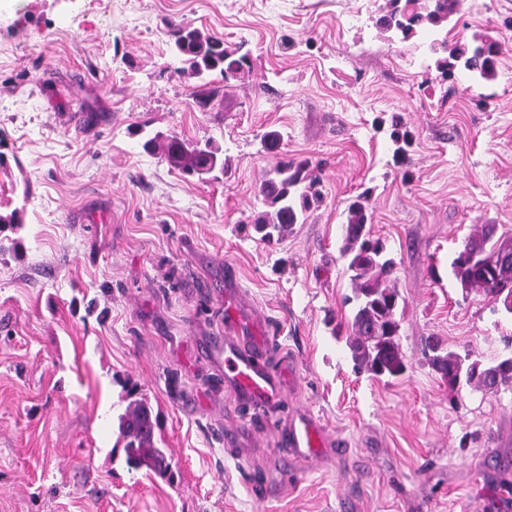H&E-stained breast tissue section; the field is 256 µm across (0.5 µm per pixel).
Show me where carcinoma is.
<instances>
[{
	"label": "carcinoma",
	"instance_id": "carcinoma-1",
	"mask_svg": "<svg viewBox=\"0 0 512 512\" xmlns=\"http://www.w3.org/2000/svg\"><path fill=\"white\" fill-rule=\"evenodd\" d=\"M460 3L461 0H427L420 5L417 0H389L386 10L376 18L375 26L390 39H422L429 42L432 52L447 53V57L437 60V68L445 79L452 77L453 69L457 68L473 80H489L495 76L500 54L497 42L476 38L471 43L448 46L445 29L448 19L458 13ZM170 48L173 56L188 65L191 75L198 79L196 99L203 105L210 101L211 76L219 74L228 80L251 68L250 53L231 49L224 45L223 39L189 24L172 28ZM164 156L172 166L189 176L224 167L218 149L208 144L191 145L176 137L165 144ZM274 173L275 176L261 185L266 209L254 215L251 221L254 230L268 242L276 235L282 236L321 200L317 176L308 162L283 160ZM366 223V206L360 201L352 203L348 208L343 247V254L349 257L348 268L353 272L351 283L356 301L348 348L359 368L376 377H397L404 372L405 363L397 342V305L388 304V300L398 299V292L391 285L394 263L384 254L378 240L375 241L376 252L363 255L365 241L361 231ZM494 237L495 229L485 226L479 234L468 238L464 246L482 252L491 262L495 256ZM451 272L465 291L480 288L493 300L503 291L512 293V267L490 282L465 267L459 251L451 262ZM427 348L430 365L441 374L452 393L462 382L489 393L512 386V357L489 363L475 360L466 365L458 354L443 348L435 337L429 338ZM155 428L151 408L142 401L134 403L121 417L120 433L128 460L133 464L145 463L165 475L169 463L164 450L156 446Z\"/></svg>",
	"mask_w": 512,
	"mask_h": 512
}]
</instances>
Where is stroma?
I'll return each instance as SVG.
<instances>
[{"label": "stroma", "instance_id": "obj_1", "mask_svg": "<svg viewBox=\"0 0 512 512\" xmlns=\"http://www.w3.org/2000/svg\"><path fill=\"white\" fill-rule=\"evenodd\" d=\"M386 0H0V512H512V387L458 394L423 354L512 355V314L449 262L486 224L512 232V0H462L449 43H499L496 76L441 79L420 40H387ZM249 51L195 101L169 27ZM280 131L277 152L265 135ZM211 143L195 178L167 138ZM157 142L143 148L145 139ZM320 203L282 239L251 225L281 158ZM364 200L395 262L397 377L355 370L342 255ZM282 401L224 382V273ZM150 406L171 477L129 464L119 420ZM314 414L336 447L279 434Z\"/></svg>", "mask_w": 512, "mask_h": 512}]
</instances>
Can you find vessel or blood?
I'll return each mask as SVG.
<instances>
[{"mask_svg":"<svg viewBox=\"0 0 512 512\" xmlns=\"http://www.w3.org/2000/svg\"><path fill=\"white\" fill-rule=\"evenodd\" d=\"M270 344L246 343L242 338L224 342V375L233 391L258 405L268 406L280 399L281 378L270 369L265 354ZM297 456L308 457L324 447L322 429L308 415H298L284 436Z\"/></svg>","mask_w":512,"mask_h":512,"instance_id":"vessel-or-blood-1","label":"vessel or blood"}]
</instances>
